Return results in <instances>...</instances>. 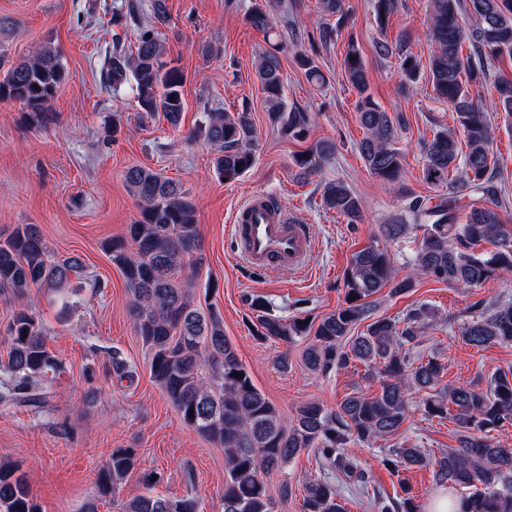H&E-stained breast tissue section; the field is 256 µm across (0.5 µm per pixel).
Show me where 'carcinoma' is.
<instances>
[{
    "label": "carcinoma",
    "mask_w": 512,
    "mask_h": 512,
    "mask_svg": "<svg viewBox=\"0 0 512 512\" xmlns=\"http://www.w3.org/2000/svg\"><path fill=\"white\" fill-rule=\"evenodd\" d=\"M429 37L434 51L427 70L438 99L446 102L466 140L459 149L455 132L439 127L422 146L423 175L439 188L456 174L452 195L413 197L391 223L383 225L385 243L375 239L354 253L344 277L343 303L316 322L307 315L287 319L277 315L261 296L250 299L251 327L261 341L293 344L314 337L302 358L306 366L322 373L347 369L360 362L378 375L379 391L372 397L351 396L339 408L317 403L301 406L287 422L275 405L253 384L234 345L224 336L220 313L193 305L183 288L186 263L202 264L197 207L190 193L172 179L146 167L132 166L124 179L138 200L139 217L128 225L127 237L110 247L112 264L122 272L133 295V314L146 345L153 379L162 387L183 421L197 433L224 448V512H274L266 478L282 473L302 451H313L328 467L343 473L365 491L366 476L348 458L350 443H370L392 435L409 418L407 393L411 388L429 390L424 400L431 418L452 419L457 425L456 447L430 457L419 448L389 451L384 458L395 474L414 467H432L439 484L468 489L460 498L461 512H512V448L493 440L490 432L512 426V367L498 372L486 388L440 386L444 363L431 357L416 365L410 351L418 344L430 311L415 306L403 318H371L374 300L382 289L395 297L407 294L417 281L429 278L457 288H480L501 271H512V231L505 228V207L499 171L493 153L488 111L472 95V86L484 84L495 62L512 57V0H428ZM282 0H264L247 11L251 28L264 35L270 49L255 63V75L264 94L265 110L274 127L293 137H306L310 113L288 104L284 93L280 55L288 51V34L278 28L296 21L283 13ZM398 0H373L375 21L388 26ZM150 21L142 23L139 3L129 0L126 10L112 13L110 22L136 29L131 50L120 40L103 73L105 88L117 93L130 83L141 113L162 117L178 128L184 112L185 76L167 59L161 29L171 20L166 0H150ZM474 24L464 25V16ZM470 42L478 59L463 56L462 44ZM378 56L398 52L400 72L415 82L419 61L402 48L380 41ZM294 62L306 79L324 87L327 79L313 56L297 53ZM343 75L355 91V110L365 136L357 150L366 170L385 185L400 183L404 156L398 144L401 119L380 107L369 92L362 53L349 40L343 58ZM68 80L60 51L37 47L21 60H11L0 47V100L23 104L32 120L47 119L45 109ZM497 97L493 111L512 121V79L494 80ZM205 122L188 135L204 138L215 150L213 171L233 182L256 164L254 127L249 113L210 107ZM336 150L321 140L295 157L297 177L317 173ZM324 207L354 224L361 217V202L342 180L322 184ZM415 232L417 241L410 260L412 272L395 275L394 255L387 244ZM491 250L478 251L482 243ZM79 260H58L49 251L38 227L17 224L0 237V295L18 304L4 327L9 345L3 367L0 402L5 405L40 407L46 403L44 381L57 369L35 315L23 301L33 286L57 288L81 279ZM365 329L354 330L367 319ZM462 338L470 346L512 345V302L481 303L470 311ZM132 448L112 451L99 477V492L117 494L119 485L135 468ZM381 512H420L411 488ZM0 512H38L24 477L8 465H0ZM120 512H200L193 498L170 499L140 495L120 503ZM302 512H344L336 485L311 480L303 485Z\"/></svg>",
    "instance_id": "cac0c4a2"
}]
</instances>
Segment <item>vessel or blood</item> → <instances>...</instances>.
Segmentation results:
<instances>
[{
    "label": "vessel or blood",
    "instance_id": "obj_1",
    "mask_svg": "<svg viewBox=\"0 0 512 512\" xmlns=\"http://www.w3.org/2000/svg\"><path fill=\"white\" fill-rule=\"evenodd\" d=\"M232 222L236 252L249 265L304 269L310 250L307 225L284 209L270 208L266 196H252L234 212Z\"/></svg>",
    "mask_w": 512,
    "mask_h": 512
}]
</instances>
